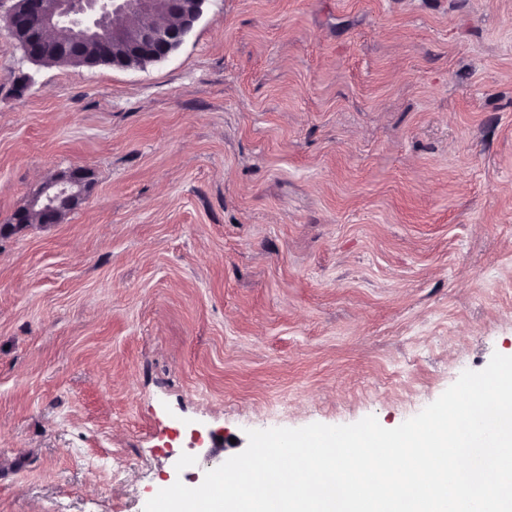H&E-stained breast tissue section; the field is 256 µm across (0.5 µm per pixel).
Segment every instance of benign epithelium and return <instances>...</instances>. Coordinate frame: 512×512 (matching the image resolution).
Here are the masks:
<instances>
[{
  "label": "benign epithelium",
  "instance_id": "benign-epithelium-1",
  "mask_svg": "<svg viewBox=\"0 0 512 512\" xmlns=\"http://www.w3.org/2000/svg\"><path fill=\"white\" fill-rule=\"evenodd\" d=\"M207 0H27L24 12L11 9L0 18L10 31L19 19L25 20L29 31L23 44L25 58L48 56L57 46L45 41V33L61 25L64 17L80 30H85L97 45L99 53L120 68H132L134 62L145 64L166 59L184 42L194 23L203 14ZM103 13H112L126 20L123 28L105 29L98 24ZM86 172L73 169L44 182L25 206L18 210L14 224L0 230L4 236L27 227V213L39 209L43 223L57 224L62 214L56 203L74 209L86 196Z\"/></svg>",
  "mask_w": 512,
  "mask_h": 512
}]
</instances>
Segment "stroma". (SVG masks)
<instances>
[{
  "label": "stroma",
  "instance_id": "stroma-1",
  "mask_svg": "<svg viewBox=\"0 0 512 512\" xmlns=\"http://www.w3.org/2000/svg\"><path fill=\"white\" fill-rule=\"evenodd\" d=\"M75 168L0 237V512H144L512 356V0H207L135 69L0 23V225ZM87 181L84 170L73 169L44 182L39 190L27 200L25 206L18 210L14 224L2 228V236L18 233L31 224L59 223L64 213L76 208L85 199L86 189L89 186ZM58 202L67 204L70 209L61 212L56 206ZM36 208L44 214L43 223L41 222V213L38 210H32ZM30 210L32 211L27 217Z\"/></svg>",
  "mask_w": 512,
  "mask_h": 512
}]
</instances>
